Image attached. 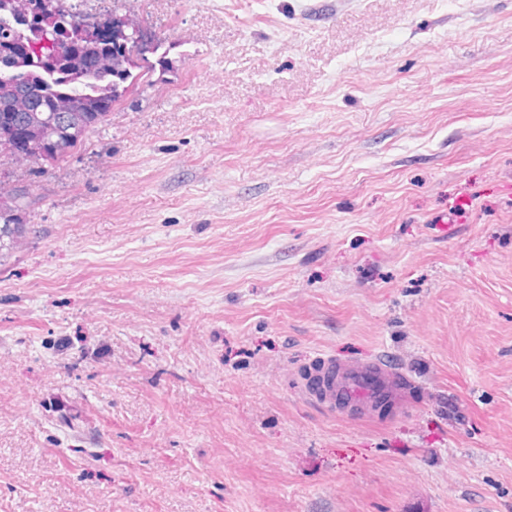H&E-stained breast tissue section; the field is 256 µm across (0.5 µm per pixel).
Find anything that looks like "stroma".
I'll return each instance as SVG.
<instances>
[{"label": "stroma", "mask_w": 512, "mask_h": 512, "mask_svg": "<svg viewBox=\"0 0 512 512\" xmlns=\"http://www.w3.org/2000/svg\"><path fill=\"white\" fill-rule=\"evenodd\" d=\"M62 6L169 66L0 161V512H512V0ZM26 194L0 191V262L14 251L15 242L27 233L28 224L23 220ZM317 375L321 384L312 397L327 409H336L338 397L348 402V411L357 418L369 417L374 405L382 402L391 403L395 413L404 409L403 374L378 358L355 362L323 359Z\"/></svg>", "instance_id": "stroma-1"}]
</instances>
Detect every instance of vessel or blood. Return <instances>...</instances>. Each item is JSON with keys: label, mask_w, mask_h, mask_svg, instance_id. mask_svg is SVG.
I'll return each mask as SVG.
<instances>
[{"label": "vessel or blood", "mask_w": 512, "mask_h": 512, "mask_svg": "<svg viewBox=\"0 0 512 512\" xmlns=\"http://www.w3.org/2000/svg\"><path fill=\"white\" fill-rule=\"evenodd\" d=\"M318 375L321 384L313 397L328 409H335L340 399L347 401L349 412L358 418L369 416L382 402L397 412L404 408V376L380 359L339 362L327 358Z\"/></svg>", "instance_id": "vessel-or-blood-1"}]
</instances>
